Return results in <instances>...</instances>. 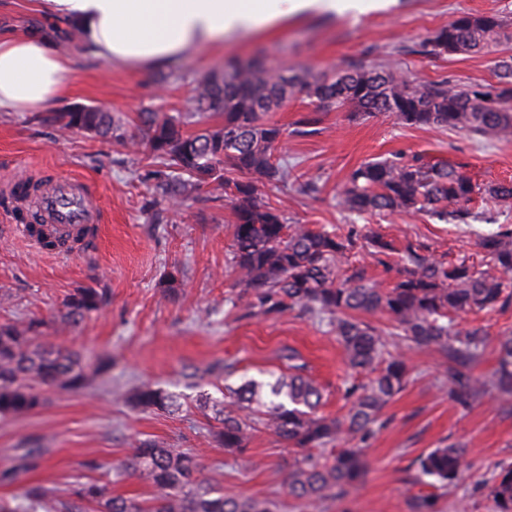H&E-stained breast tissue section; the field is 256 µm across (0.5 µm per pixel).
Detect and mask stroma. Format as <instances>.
Masks as SVG:
<instances>
[{
  "instance_id": "35a3bbf8",
  "label": "stroma",
  "mask_w": 512,
  "mask_h": 512,
  "mask_svg": "<svg viewBox=\"0 0 512 512\" xmlns=\"http://www.w3.org/2000/svg\"><path fill=\"white\" fill-rule=\"evenodd\" d=\"M36 0H0V31L36 29L58 36L59 26L45 17ZM497 13L506 26L489 54L427 56L420 41L455 15ZM71 61L67 93L54 104L62 112L74 105L100 108L135 125L146 109L186 110L201 79L222 69L229 55L262 54L268 68L336 71L353 62L377 65L395 61L423 82L450 80L489 86L498 82L497 64L512 59V0H399L354 16L305 14L287 24L246 39L228 40L220 52L201 51L185 60L178 79L160 85L153 71L111 68L81 42L62 45ZM314 112L313 132L301 134L297 122ZM285 130L277 152L292 174L287 187L269 189L273 204L288 223L329 228L352 222L338 195L353 170L374 159L420 156L463 167L478 183L512 179V137L485 142L456 131L401 125L391 114L366 117L352 107L320 105L301 96L273 113ZM158 163L148 152L109 138L62 130L40 112H0V183L41 174L78 175L91 182L105 214L97 254L84 262L37 248L22 235L0 236V324L43 320L41 342L79 351L85 359L112 360L108 378L80 392L49 391L37 413L0 418V471L23 466L25 451L45 455L26 478L65 489L76 482L111 479L114 467L131 456L139 441L151 439L194 449L205 474L220 478L225 493L268 499L276 512H310L289 496L284 484L292 460L289 445L268 432L255 434L240 454L216 446L210 434V409L200 407V393L213 386H191L189 373L204 375L216 363L235 373L223 386L284 372L289 362L324 390L322 411L344 414L341 392L351 379L335 334L326 325L294 313L279 318H245L230 311L226 297L236 294L229 266L232 215L223 198L200 193L174 208L156 201L145 174ZM317 179L321 190L306 194L301 186ZM358 230L375 229L396 245L411 242L422 254L453 260L486 259L474 229L397 212L367 214ZM182 282L168 293V274ZM103 288L107 304L78 326L61 327L65 300L78 288ZM463 325L486 327L490 338L473 376L492 372L498 361L497 335L512 329V308L466 316ZM410 380L382 411L367 441L346 438L344 448L364 446L369 471L343 496L321 502L317 512H411L413 496L423 487L415 480L414 460L430 449L458 442L467 450L463 476L448 487L433 488L437 512H491L487 485L500 465L512 463V392L489 391L470 407L449 403L448 365L429 350L412 352ZM150 383L179 394L176 413L131 408L128 392ZM96 469H87V462Z\"/></svg>"
}]
</instances>
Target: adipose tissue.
Masks as SVG:
<instances>
[{
    "instance_id": "obj_1",
    "label": "adipose tissue",
    "mask_w": 512,
    "mask_h": 512,
    "mask_svg": "<svg viewBox=\"0 0 512 512\" xmlns=\"http://www.w3.org/2000/svg\"><path fill=\"white\" fill-rule=\"evenodd\" d=\"M78 24L92 55L132 70L176 67L224 37L266 31L311 8L359 11L364 0H38ZM69 59L35 34L0 36V112H38L65 92Z\"/></svg>"
}]
</instances>
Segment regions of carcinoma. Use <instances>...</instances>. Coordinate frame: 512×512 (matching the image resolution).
<instances>
[{
	"mask_svg": "<svg viewBox=\"0 0 512 512\" xmlns=\"http://www.w3.org/2000/svg\"><path fill=\"white\" fill-rule=\"evenodd\" d=\"M504 33L495 13L456 16L433 31L421 52L441 56L490 53ZM321 105H351L373 117L392 114L403 125L458 131L493 140L512 135V62L499 64L496 86L453 81L420 83L387 65H349L333 75L309 70L286 76L268 69L257 57L224 63L220 74L203 78L186 112H141L138 133L127 130L110 112L80 106L54 113L45 121L63 129H83L132 147L142 146L164 168L152 172L153 191L163 200L182 203L193 192L224 194L233 215L230 266L240 291L227 299L250 317H280L296 311L324 323L335 333L348 367L368 375L345 388V415L320 414L323 393L288 366V375L245 381L229 400L209 395L200 405L212 407L215 437L229 451L244 452L261 430L296 449L288 466V494L311 503L334 496L359 481L365 472L362 449L329 448L344 436L375 432L382 408L407 382L405 352L435 349L448 357V401L467 407L490 388L512 391V330L498 337L497 370L480 379L469 367L481 357L487 332L480 325L458 328L462 314L503 310L512 305V230L498 226L482 234L490 267L481 269L423 255L411 242L401 247L380 233L342 232L289 224L263 200L262 188L288 182V165L274 159L283 131L272 121L296 95ZM221 118L196 133L185 127ZM512 203V182L481 187L461 169L428 164L413 157L371 160L357 168L345 185L340 206L354 215L410 210L446 224H468L483 218L470 208L476 197ZM365 253L382 266L398 256L395 281L373 280L351 258ZM106 293L79 288L64 303L62 323L73 326L99 311ZM386 314L395 331L384 332L365 315ZM42 322L0 325V417L34 413L48 403L52 389L82 391L101 377L110 362L86 363L72 351L35 342ZM134 406L174 411L179 395L151 384L129 395ZM419 478L446 487L466 467L459 443L433 448L415 460ZM115 478L138 477L157 495L150 501L112 494L108 482H78L64 491L28 483L12 505L0 512H272L266 499L226 495L203 474L190 449L170 448L153 440L139 442ZM494 512H512V465H503L488 486Z\"/></svg>",
	"mask_w": 512,
	"mask_h": 512,
	"instance_id": "obj_1",
	"label": "carcinoma"
}]
</instances>
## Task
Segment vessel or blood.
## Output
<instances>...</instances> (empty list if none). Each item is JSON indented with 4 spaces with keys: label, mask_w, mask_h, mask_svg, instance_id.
Wrapping results in <instances>:
<instances>
[{
    "label": "vessel or blood",
    "mask_w": 512,
    "mask_h": 512,
    "mask_svg": "<svg viewBox=\"0 0 512 512\" xmlns=\"http://www.w3.org/2000/svg\"><path fill=\"white\" fill-rule=\"evenodd\" d=\"M42 190L33 197L15 196L14 185H7L5 195L16 198L19 207L36 212L43 220L44 237L65 243L71 258L95 254L103 214L93 199L88 181L76 177L43 175Z\"/></svg>",
    "instance_id": "obj_1"
}]
</instances>
